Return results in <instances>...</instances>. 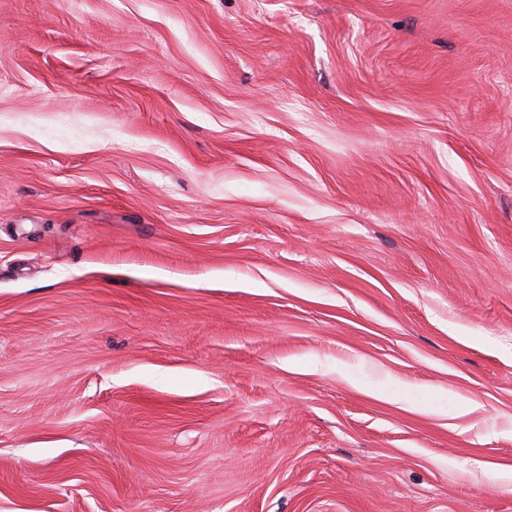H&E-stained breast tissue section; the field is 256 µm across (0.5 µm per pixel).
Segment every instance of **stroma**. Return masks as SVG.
Segmentation results:
<instances>
[{"label":"stroma","instance_id":"obj_1","mask_svg":"<svg viewBox=\"0 0 512 512\" xmlns=\"http://www.w3.org/2000/svg\"><path fill=\"white\" fill-rule=\"evenodd\" d=\"M0 512H512V0H0Z\"/></svg>","mask_w":512,"mask_h":512}]
</instances>
